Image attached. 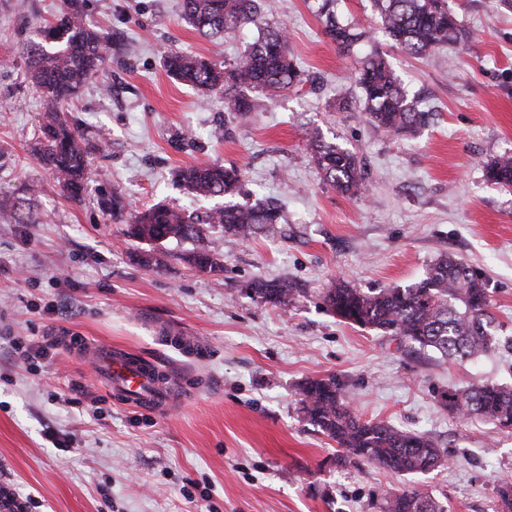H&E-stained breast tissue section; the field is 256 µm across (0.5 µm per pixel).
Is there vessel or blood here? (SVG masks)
<instances>
[{"label":"vessel or blood","mask_w":512,"mask_h":512,"mask_svg":"<svg viewBox=\"0 0 512 512\" xmlns=\"http://www.w3.org/2000/svg\"><path fill=\"white\" fill-rule=\"evenodd\" d=\"M96 373L113 391L135 407L163 413L174 400L176 383L153 365L127 356L121 349L94 346Z\"/></svg>","instance_id":"vessel-or-blood-1"}]
</instances>
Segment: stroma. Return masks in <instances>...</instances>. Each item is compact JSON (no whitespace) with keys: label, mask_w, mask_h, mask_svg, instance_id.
Wrapping results in <instances>:
<instances>
[{"label":"stroma","mask_w":512,"mask_h":512,"mask_svg":"<svg viewBox=\"0 0 512 512\" xmlns=\"http://www.w3.org/2000/svg\"><path fill=\"white\" fill-rule=\"evenodd\" d=\"M318 3L268 0L266 15L287 28L311 84L253 93L256 112L228 124L223 93L175 80L162 52L229 62L255 27L207 38L182 19L180 0H85L112 55L72 106L80 130L106 142L76 203L38 161L47 102L20 52L61 0H0V60H10L0 63V209L37 185L30 207L44 218H0V481L28 512H380L388 492L413 487L448 512H499L512 433L450 415L441 395L479 380L512 385V189L483 170L512 154V0H448L471 37L424 57L391 47L372 0H337L432 112L409 137L354 112L364 54L337 49ZM314 131L362 157L358 196L324 181L306 148ZM212 162L239 169L237 203L279 206L275 233L245 242L209 228L219 274L182 261L190 241L165 243L164 264L146 266L148 244H129L100 196L121 194L131 214L162 202L201 215L213 199L174 173ZM443 255L486 282L502 339L494 352L455 363L412 352L340 322L321 300L340 278L366 291L408 285ZM257 280L298 292L274 306L252 292ZM89 344L173 376L178 401L162 414L126 405L96 380ZM22 346L32 359L18 357ZM309 378L334 379L362 419L428 434L447 462L413 476L344 457L300 410Z\"/></svg>","instance_id":"obj_1"}]
</instances>
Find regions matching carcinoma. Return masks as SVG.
<instances>
[{
  "mask_svg": "<svg viewBox=\"0 0 512 512\" xmlns=\"http://www.w3.org/2000/svg\"><path fill=\"white\" fill-rule=\"evenodd\" d=\"M384 32L393 46L412 56L424 57L439 46L469 38L447 0H373ZM182 17L198 33L226 35L263 22L262 0H181ZM335 0H321L317 12L325 20L326 34L343 53L369 39L368 31L336 17ZM47 50L40 42L28 43L30 79L47 100L42 117V140L37 155L53 180L72 201H81L98 147L87 142L70 119V108L86 81L100 72L108 46L86 22L82 0H63L61 14L44 28ZM168 73L204 91H224V112L236 120L255 111L246 90L268 94L302 82L301 71L288 52L283 27L271 29L249 44L247 50L224 67L197 56L170 50L165 54ZM362 90L360 111L375 127L393 134L412 135L428 121V113L408 98L385 54L374 49L355 74ZM314 161L324 179L338 192L355 196L364 188L365 170L357 153L337 143L311 136ZM486 178L503 188L512 187V155L503 154L485 164ZM176 181L204 197H224V204L200 219L162 203L125 218L123 198L100 199V206L115 221L127 224L124 236L149 244L193 241L199 246L182 255L194 268L209 273L224 271L214 250L200 244L204 225H219L241 239L271 232L279 222V209L270 204L242 206L231 198L241 177L234 167L193 165L177 170ZM254 294L267 303L286 306L297 289L287 281L252 284ZM322 298L331 312L345 322L399 337L422 350H432L448 360L475 358L499 346L496 317L482 278L460 259L442 256L424 276L404 287L364 291L349 283L334 282ZM301 410L307 421L345 452L404 475L426 474L443 465L445 458L424 433L398 430L390 425L362 420L347 396L331 379L312 378L299 388ZM442 404L457 417L476 418L512 433V387L481 382L463 391L442 395ZM504 512H512V479L497 485ZM382 512H447L442 502L420 488L388 493Z\"/></svg>",
  "mask_w": 512,
  "mask_h": 512,
  "instance_id": "obj_1",
  "label": "carcinoma"
}]
</instances>
